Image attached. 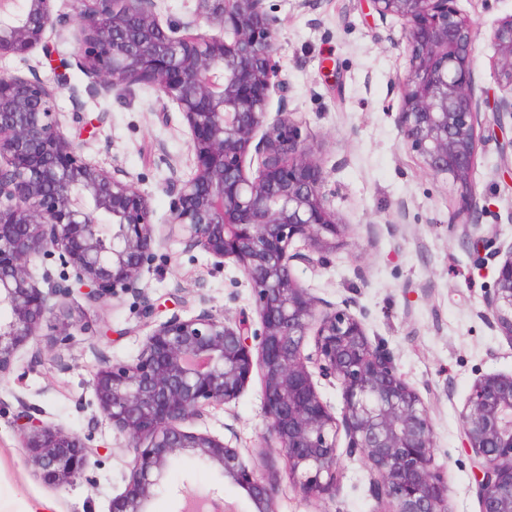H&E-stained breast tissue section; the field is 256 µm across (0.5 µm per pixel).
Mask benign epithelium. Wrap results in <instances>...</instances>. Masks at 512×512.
I'll return each mask as SVG.
<instances>
[{
	"mask_svg": "<svg viewBox=\"0 0 512 512\" xmlns=\"http://www.w3.org/2000/svg\"><path fill=\"white\" fill-rule=\"evenodd\" d=\"M51 0H0V59L48 50ZM266 0H195L185 18L161 22L156 0H74L75 64L90 84L125 91L150 84L181 113L194 156L190 177L170 192L167 236L233 262L250 285L260 328L249 315L173 314L146 336L131 363H106L90 382L102 418L132 447L129 481L109 512H148L182 455L218 467L244 488L252 512H274L275 466L258 476L240 452L192 429L208 408L236 400L252 373L262 380L265 447L282 453L303 496L336 498L343 478L339 441L359 455L379 512H449L448 485L435 464L429 407L399 374L390 352L369 338L345 302L322 309L293 273L322 264L344 227L317 150L288 113L268 118L271 91L286 89L276 60L279 19ZM384 22H403L409 69L399 82L395 123L422 171L458 196L449 223L479 245L474 193L481 114L505 130L512 99L477 93V28L455 0H366ZM499 86L512 93V14L490 32ZM58 88L0 70V373L38 336L71 288L36 262L58 256L63 280L96 303L137 287L160 242L145 195L123 170L88 162L63 132ZM303 245L292 248L295 240ZM485 298L492 326L512 345V242L497 247ZM341 390L335 414L317 380ZM480 512H512V373L477 379L462 414ZM45 477L73 483L99 464L82 437L35 417L16 424ZM193 512L224 499L180 490Z\"/></svg>",
	"mask_w": 512,
	"mask_h": 512,
	"instance_id": "benign-epithelium-1",
	"label": "benign epithelium"
}]
</instances>
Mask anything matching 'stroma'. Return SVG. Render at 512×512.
<instances>
[{
	"label": "stroma",
	"instance_id": "35a3bbf8",
	"mask_svg": "<svg viewBox=\"0 0 512 512\" xmlns=\"http://www.w3.org/2000/svg\"><path fill=\"white\" fill-rule=\"evenodd\" d=\"M280 20L278 59L288 89L272 92L269 112H287L320 146L328 189L347 229L342 246L319 266L295 275L327 304L351 300L371 340L382 342L399 372L430 405L436 464L448 481L450 512H479L471 460L462 444L461 412L477 378L512 372V346L490 326L483 299L497 276L490 249L472 250L449 225L458 201L449 185L426 175L403 146L395 125L398 83L407 68L402 24L381 23L364 0H267ZM478 26L474 75L479 89L498 93L491 67L493 24L512 14V0H458ZM50 48L27 60L6 58L0 67L36 72L59 87L56 100L64 132L91 163L120 166L147 196L154 223L168 215V190L192 172L187 128L176 109H163L154 89L104 91L71 60L70 0H54ZM475 177L483 223L512 240V176L497 139L482 129ZM80 323L56 343V320L45 321L0 376V501L11 512L48 497L55 512H108L127 486L133 457L127 439L102 421L89 381L105 361H132L153 326L172 314L235 315L252 311L251 288L233 264L214 266L205 252L170 240L155 245L136 288L87 306L79 294L64 297ZM29 413L101 448L99 465L67 485L44 478L28 459L16 432L17 415ZM238 448L244 464L264 472L285 470L282 456L262 439V381L252 375L235 402L210 408L196 425ZM340 489L332 500L305 498L281 478L275 512H376L369 476L359 457L342 456ZM150 512H179L174 489L218 490L237 512H249L243 488L218 469L183 456L170 466Z\"/></svg>",
	"mask_w": 512,
	"mask_h": 512
}]
</instances>
